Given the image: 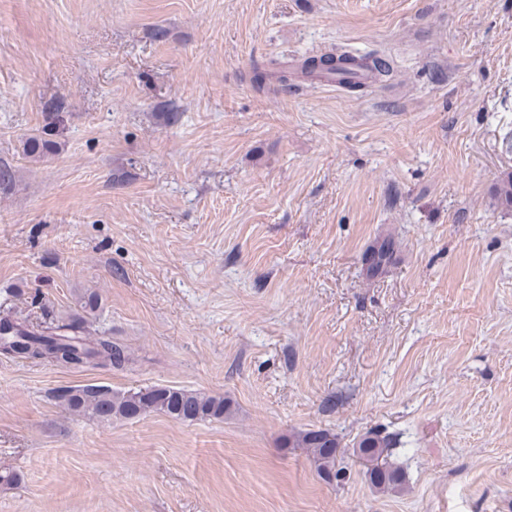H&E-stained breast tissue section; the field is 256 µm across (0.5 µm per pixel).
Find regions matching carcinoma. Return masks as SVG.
Instances as JSON below:
<instances>
[{"label": "carcinoma", "mask_w": 512, "mask_h": 512, "mask_svg": "<svg viewBox=\"0 0 512 512\" xmlns=\"http://www.w3.org/2000/svg\"><path fill=\"white\" fill-rule=\"evenodd\" d=\"M364 71L371 84L388 80L393 73L391 61L372 53L352 57L328 51L307 57L288 69L269 73L256 66L253 81L261 86L275 80L286 87L295 78L319 77L338 72ZM498 204L512 210V172H504L495 184ZM395 242L390 238L378 239L366 251L364 265L369 277L383 274L393 261ZM80 326L74 324L50 325L46 322L11 318L0 320V353L21 359H32L73 368L95 363L120 369L129 362L125 348L101 336L88 343L78 335ZM68 408L75 413H88L100 420L135 419L151 413H165L183 421L222 419L226 406L221 397L205 396L197 392L170 386H146L125 392H114L100 386L76 387L67 392ZM292 447L302 448L314 462L317 470L327 479L340 475L338 460L339 441L328 429H308L293 436ZM393 437L380 430L365 432L354 443V453L366 466L370 483L381 492L403 488L405 477L400 468L389 460Z\"/></svg>", "instance_id": "cac0c4a2"}]
</instances>
